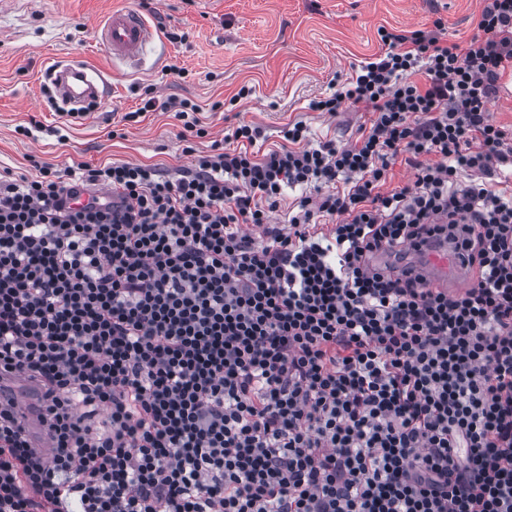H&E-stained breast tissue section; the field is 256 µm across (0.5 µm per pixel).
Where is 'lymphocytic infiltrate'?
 Masks as SVG:
<instances>
[{
  "label": "lymphocytic infiltrate",
  "mask_w": 512,
  "mask_h": 512,
  "mask_svg": "<svg viewBox=\"0 0 512 512\" xmlns=\"http://www.w3.org/2000/svg\"><path fill=\"white\" fill-rule=\"evenodd\" d=\"M477 28L379 29L309 104L371 112L343 146L297 121L261 154L244 122L189 169L0 180V371L39 383L54 448L0 403V512H512V0ZM142 109L208 134L190 100ZM438 218L469 288L373 268ZM510 88L512 89V76L506 74L500 80L498 92L488 104L491 118L496 124L505 127L509 133L510 130L512 132V93L508 97L504 91Z\"/></svg>",
  "instance_id": "lymphocytic-infiltrate-1"
}]
</instances>
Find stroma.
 <instances>
[{"label":"stroma","instance_id":"obj_1","mask_svg":"<svg viewBox=\"0 0 512 512\" xmlns=\"http://www.w3.org/2000/svg\"><path fill=\"white\" fill-rule=\"evenodd\" d=\"M122 8L157 30L134 60L112 57L97 38ZM480 9V0H0V171L32 174L35 159L191 168L172 113L126 120L149 88L202 107L209 135L195 139L200 151L243 121L259 125L270 148L297 120L315 140L350 143L369 113L331 115L308 104L380 54L378 28L429 29L439 20L445 40L463 43L476 34ZM72 55L110 76L107 96L79 120L61 114L47 89L50 70ZM244 85L251 96L233 102Z\"/></svg>","mask_w":512,"mask_h":512}]
</instances>
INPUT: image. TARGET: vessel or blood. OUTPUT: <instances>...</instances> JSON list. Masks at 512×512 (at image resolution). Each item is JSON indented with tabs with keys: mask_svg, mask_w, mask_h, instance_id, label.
Here are the masks:
<instances>
[{
	"mask_svg": "<svg viewBox=\"0 0 512 512\" xmlns=\"http://www.w3.org/2000/svg\"><path fill=\"white\" fill-rule=\"evenodd\" d=\"M154 36L152 27L131 9L113 11L100 32L102 45L115 57L133 59L140 55ZM100 74L74 59L58 65L53 71V84L63 105L72 115H80L81 103L99 99ZM374 264L383 268L394 266L397 272L428 283L432 288H445L449 292H462L473 278V273L454 242L438 235L415 248H407L402 260H394L392 253L379 254ZM0 385L7 387L20 421L32 446L44 455H51L52 444L39 429V396L36 385L24 374L11 372L0 377Z\"/></svg>",
	"mask_w": 512,
	"mask_h": 512,
	"instance_id": "b4317fda",
	"label": "vessel or blood"
}]
</instances>
